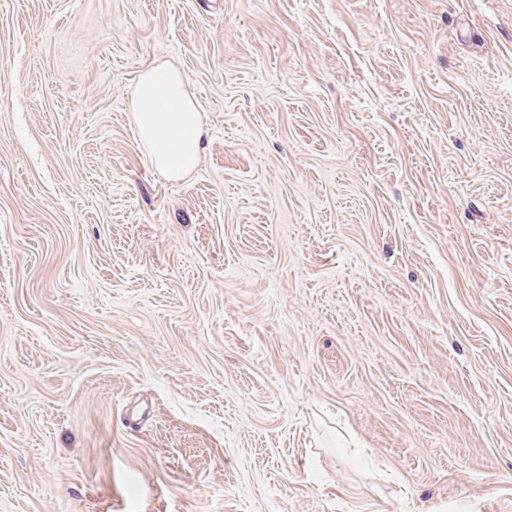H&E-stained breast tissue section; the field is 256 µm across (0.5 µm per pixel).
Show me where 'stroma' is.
<instances>
[{"instance_id": "obj_1", "label": "stroma", "mask_w": 512, "mask_h": 512, "mask_svg": "<svg viewBox=\"0 0 512 512\" xmlns=\"http://www.w3.org/2000/svg\"><path fill=\"white\" fill-rule=\"evenodd\" d=\"M0 512H512V0H0ZM135 112L150 161L160 171L177 177L196 166L206 129L177 70L158 64L141 76Z\"/></svg>"}]
</instances>
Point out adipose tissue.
I'll return each instance as SVG.
<instances>
[{
	"instance_id": "1",
	"label": "adipose tissue",
	"mask_w": 512,
	"mask_h": 512,
	"mask_svg": "<svg viewBox=\"0 0 512 512\" xmlns=\"http://www.w3.org/2000/svg\"><path fill=\"white\" fill-rule=\"evenodd\" d=\"M135 119L160 171L177 177L196 166L206 129L177 70L159 64L140 77Z\"/></svg>"
}]
</instances>
